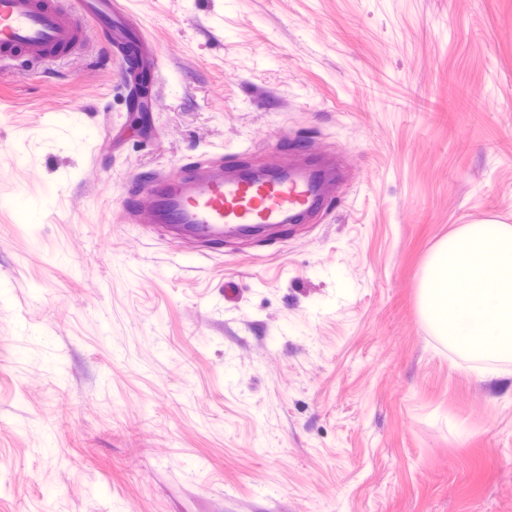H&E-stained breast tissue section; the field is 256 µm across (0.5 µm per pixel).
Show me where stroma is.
<instances>
[{"instance_id": "obj_1", "label": "stroma", "mask_w": 512, "mask_h": 512, "mask_svg": "<svg viewBox=\"0 0 512 512\" xmlns=\"http://www.w3.org/2000/svg\"><path fill=\"white\" fill-rule=\"evenodd\" d=\"M122 6L144 111L94 37L0 74V512H512V359L419 303L512 225V0ZM291 144L336 163L306 223L130 247L125 184Z\"/></svg>"}]
</instances>
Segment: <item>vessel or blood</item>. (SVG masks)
I'll return each mask as SVG.
<instances>
[{"mask_svg": "<svg viewBox=\"0 0 512 512\" xmlns=\"http://www.w3.org/2000/svg\"><path fill=\"white\" fill-rule=\"evenodd\" d=\"M118 0H0V68L28 76L42 64L81 52L87 27L100 43L152 68L160 63L140 31L117 33ZM322 197L320 177L306 167L273 165L264 180L225 176L220 162L187 164L181 178L151 177L124 190L122 210L142 231L168 234L188 245L247 234L258 224L297 222Z\"/></svg>", "mask_w": 512, "mask_h": 512, "instance_id": "1", "label": "vessel or blood"}]
</instances>
